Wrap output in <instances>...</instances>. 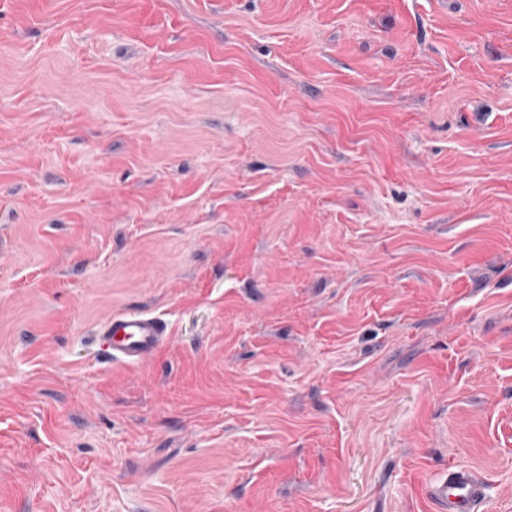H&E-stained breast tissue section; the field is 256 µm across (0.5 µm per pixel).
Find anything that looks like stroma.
<instances>
[{
    "mask_svg": "<svg viewBox=\"0 0 512 512\" xmlns=\"http://www.w3.org/2000/svg\"><path fill=\"white\" fill-rule=\"evenodd\" d=\"M459 466L512 512V0H0V512H433ZM166 336V322L144 312L114 315L96 330L101 353L111 361L127 365H138L151 359Z\"/></svg>",
    "mask_w": 512,
    "mask_h": 512,
    "instance_id": "stroma-1",
    "label": "stroma"
}]
</instances>
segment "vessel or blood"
<instances>
[{
	"label": "vessel or blood",
	"instance_id": "obj_1",
	"mask_svg": "<svg viewBox=\"0 0 512 512\" xmlns=\"http://www.w3.org/2000/svg\"><path fill=\"white\" fill-rule=\"evenodd\" d=\"M168 334L158 316L133 312L112 316L96 330L101 353L109 360L137 365L151 359ZM427 496L437 512H482L486 498L483 478L467 467L448 470L427 486Z\"/></svg>",
	"mask_w": 512,
	"mask_h": 512
}]
</instances>
